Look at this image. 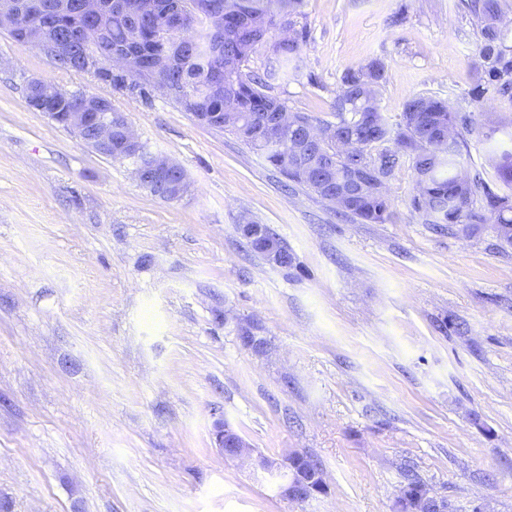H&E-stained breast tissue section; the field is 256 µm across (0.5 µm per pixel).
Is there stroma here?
Here are the masks:
<instances>
[{
	"label": "stroma",
	"instance_id": "35a3bbf8",
	"mask_svg": "<svg viewBox=\"0 0 512 512\" xmlns=\"http://www.w3.org/2000/svg\"><path fill=\"white\" fill-rule=\"evenodd\" d=\"M300 70L276 92L333 121L343 74L380 60L389 123L415 95L469 112L468 163L501 190L512 100L472 101L477 28L458 0H304ZM111 100L178 163V200L32 110L28 80ZM232 133L175 103L57 70L0 27V512H393L412 472L450 512H512V247L491 229L337 218ZM269 225L289 267L247 249ZM317 459L325 493L283 497L225 459ZM215 432L218 448L226 459L237 461L251 459L254 461V464L260 468L261 466L263 468L274 467V463L265 458L258 457L255 460L252 459V448L223 420H217L215 422ZM268 462L272 466H270Z\"/></svg>",
	"mask_w": 512,
	"mask_h": 512
}]
</instances>
